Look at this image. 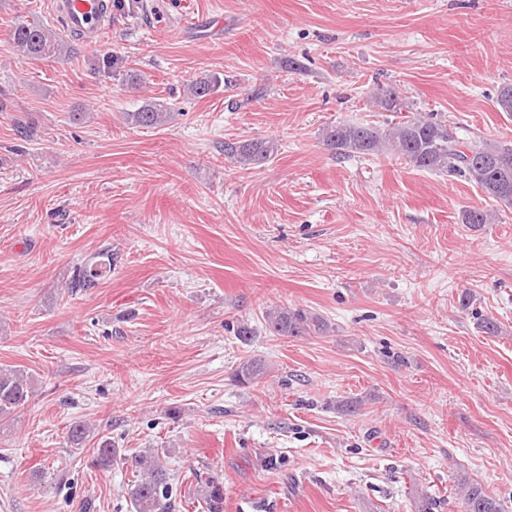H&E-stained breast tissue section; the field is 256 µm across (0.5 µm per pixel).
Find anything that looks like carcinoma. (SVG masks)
I'll list each match as a JSON object with an SVG mask.
<instances>
[{
    "label": "carcinoma",
    "mask_w": 512,
    "mask_h": 512,
    "mask_svg": "<svg viewBox=\"0 0 512 512\" xmlns=\"http://www.w3.org/2000/svg\"><path fill=\"white\" fill-rule=\"evenodd\" d=\"M10 40L24 60L38 61L61 58L74 53L75 46L50 29L39 24L19 21L12 26ZM221 84L217 76L195 81L189 93L201 98ZM372 103L385 112H401L410 104L393 88H376ZM126 121L136 127H156L170 119L169 107L160 101H147L135 112L125 113ZM324 144L339 156L373 155L391 150L402 156L414 168L422 171H446L474 181L486 196L501 206L512 209V178L506 182L496 179L487 161L508 159L512 166V146L489 141L480 145L459 137L448 139L447 124L432 119L409 117L384 126L338 123L323 129ZM278 146L271 140H247L224 143V153L243 164L265 162L275 155ZM491 213L483 209L462 211V223L488 224ZM107 264L86 265L68 284L71 292L86 291L99 284ZM268 330L279 336L302 337L327 329L325 320L316 313L301 309L272 307L265 311ZM265 365L256 359H246L237 369L241 383H253L264 377ZM32 396L31 380L21 369L0 367V421L9 420ZM117 449L108 437L98 439L92 451V461L108 466L116 459ZM137 479L132 482L130 496L135 512H169L166 503L167 473L158 456L149 453L135 459ZM462 512H506L501 499L481 483L464 478L457 483ZM198 495L207 512H223L224 485L207 480L199 486Z\"/></svg>",
    "instance_id": "cac0c4a2"
}]
</instances>
